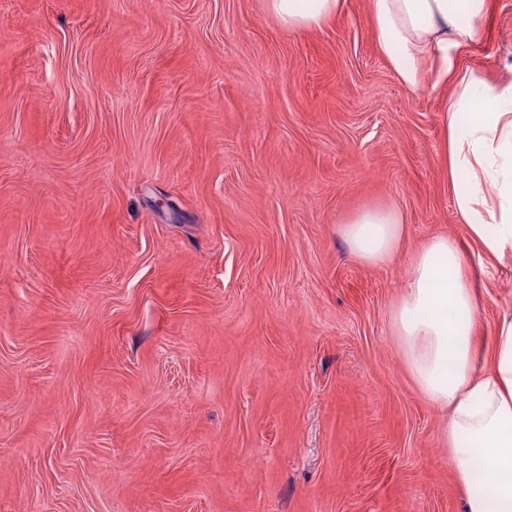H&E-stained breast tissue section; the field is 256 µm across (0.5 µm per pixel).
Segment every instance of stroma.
<instances>
[{"label": "stroma", "instance_id": "stroma-1", "mask_svg": "<svg viewBox=\"0 0 512 512\" xmlns=\"http://www.w3.org/2000/svg\"><path fill=\"white\" fill-rule=\"evenodd\" d=\"M454 53L512 65V0ZM442 90L370 0H0V512H462L391 329L415 252L461 240L489 343L512 269L468 240ZM175 207H159V197ZM397 209L367 265L342 224ZM279 24L293 31L321 29L343 9L344 0H267Z\"/></svg>", "mask_w": 512, "mask_h": 512}]
</instances>
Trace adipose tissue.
<instances>
[{"mask_svg":"<svg viewBox=\"0 0 512 512\" xmlns=\"http://www.w3.org/2000/svg\"><path fill=\"white\" fill-rule=\"evenodd\" d=\"M289 30H315L344 0H267ZM383 57L413 90L449 88L442 107V159L454 207L471 241L512 268V66L490 79L459 70L453 50L484 38L487 0H370ZM361 263H386L399 247V213L374 207L341 229ZM478 291L461 243L438 235L414 255L391 323L421 393L451 414L443 436L465 512H512V313L502 314L489 351L477 336ZM489 369L478 372L481 355Z\"/></svg>","mask_w":512,"mask_h":512,"instance_id":"ef3b65f1","label":"adipose tissue"}]
</instances>
